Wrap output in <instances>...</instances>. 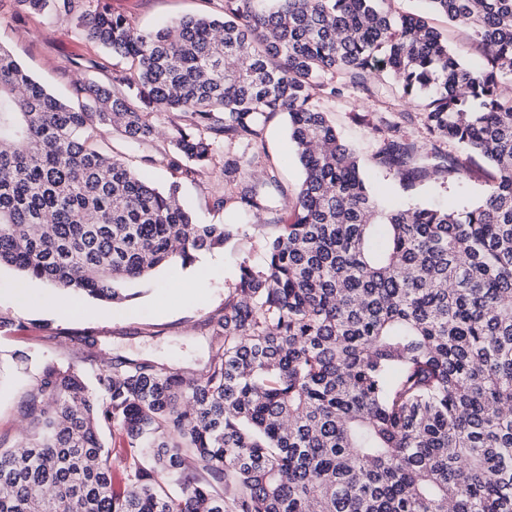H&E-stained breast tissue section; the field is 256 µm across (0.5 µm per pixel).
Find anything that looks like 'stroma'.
<instances>
[{
  "mask_svg": "<svg viewBox=\"0 0 512 512\" xmlns=\"http://www.w3.org/2000/svg\"><path fill=\"white\" fill-rule=\"evenodd\" d=\"M112 14L149 29L186 15L221 13V0H104ZM0 45L21 62L28 73L55 94L70 98L78 80L107 81L105 72H92L86 60L102 57L100 45L85 40L72 19L48 10L34 13L21 0H0ZM340 95L321 97L340 136L358 153L363 170L374 186L387 190L392 205L424 204L457 209L477 202L494 175L491 164L475 155L466 161L463 181L436 174L403 188L394 173L375 167L374 155L383 137L396 133L424 139L426 131L418 115L420 102L405 97L390 79L375 80L374 99L333 76ZM100 149L118 154L134 172L164 184L166 168L144 167L141 158L155 150L148 142L128 147L124 135L104 128L97 139ZM226 156H245L261 172L271 171L275 182L258 184L259 193L275 208V218L288 219L284 199H295L303 171L289 139L288 117L274 114L255 145L224 146ZM224 181L202 174L183 181L182 200L200 224L238 222L239 233L223 247L197 253L193 263L172 261L149 276L127 285L128 298L109 304L85 295L55 288L25 277L15 268L0 266V438L14 442L26 427L21 410L46 363L73 367L87 385H94L101 358L121 355L150 359L188 376L205 373L210 356V322L224 312V299L236 283L241 264L263 266L264 238L272 225L247 217L235 220L232 210H218L214 196L223 192ZM26 351L28 363L13 362L12 353Z\"/></svg>",
  "mask_w": 512,
  "mask_h": 512,
  "instance_id": "35a3bbf8",
  "label": "stroma"
}]
</instances>
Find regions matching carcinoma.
Wrapping results in <instances>:
<instances>
[{"label": "carcinoma", "mask_w": 512, "mask_h": 512, "mask_svg": "<svg viewBox=\"0 0 512 512\" xmlns=\"http://www.w3.org/2000/svg\"><path fill=\"white\" fill-rule=\"evenodd\" d=\"M23 2L127 67L75 86L74 107L0 46V265L113 303L224 246L238 228L195 223L181 180L216 166V143L251 146L276 112L305 178L265 267L242 266L212 320L205 374L112 357L91 390L41 368L29 431L0 442V512H512V0H422L496 47L475 66L388 0H222L219 17L155 30L102 0ZM337 72L369 97L388 74L422 101L429 148L386 138L378 165L458 180L464 164L439 146L454 142L496 170L479 203L385 206L318 108ZM158 111L180 119L143 157L171 171L164 187L93 145L106 126L150 141ZM222 174L215 208H267L248 160ZM103 423L131 448L118 492Z\"/></svg>", "instance_id": "carcinoma-1"}]
</instances>
